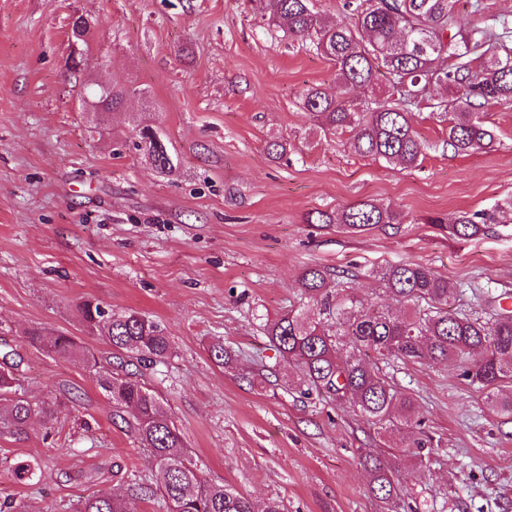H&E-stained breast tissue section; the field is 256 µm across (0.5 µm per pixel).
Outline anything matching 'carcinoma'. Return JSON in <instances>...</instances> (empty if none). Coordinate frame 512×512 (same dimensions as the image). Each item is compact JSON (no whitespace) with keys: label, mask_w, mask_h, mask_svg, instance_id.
Masks as SVG:
<instances>
[{"label":"carcinoma","mask_w":512,"mask_h":512,"mask_svg":"<svg viewBox=\"0 0 512 512\" xmlns=\"http://www.w3.org/2000/svg\"><path fill=\"white\" fill-rule=\"evenodd\" d=\"M257 2L268 26L287 30L329 60L337 82L369 88L377 74L386 75L392 100L374 101L364 111L327 88L303 91L306 111L320 129L332 134L350 130V148L362 156L404 168L417 166L424 143L409 108L420 105L447 125L448 147L467 154L494 140L479 113L512 104V28L505 22L498 33L484 27L456 28V0H351L347 22L315 11L312 0ZM432 79L450 95L434 98L428 90ZM135 148L162 174L178 164L166 140L150 126L141 130ZM505 212L512 214V198L490 211L462 212L447 224L439 217L428 223L446 226L451 237L470 239ZM315 222H336L361 233L399 224L401 218L367 200L334 217L319 212ZM378 277L386 292L409 305L407 315L398 317L364 303L346 288L347 273L334 275L311 266L298 280L302 306L266 324L269 346L297 368L305 392L350 404L377 431L397 436L395 449L420 451L433 447V438L417 429L412 395L398 390L382 365L391 360L419 365L458 360L461 376L483 391L492 412L512 418V394L501 393L504 384H512V311L496 307L488 291L486 317L458 309L455 303L466 289L419 264L389 265ZM82 313L86 327L100 331L119 353L150 364L173 354L165 328L145 315L114 313L91 301L83 303ZM27 343L62 359L86 357L75 339L46 327L30 329ZM209 352L219 366L233 362V351L220 340ZM93 367L115 416L131 413L135 435L154 459L152 481L134 484L133 493L157 500L165 512H284L277 497L257 510L234 488L208 481L153 390L123 370L105 371L96 363ZM38 416L47 419L51 412L19 392L13 371L0 370V434L21 436ZM362 464L372 474L375 497L394 509L401 507V482L375 449H365ZM76 512H127V507L119 495L94 496L80 501Z\"/></svg>","instance_id":"1"}]
</instances>
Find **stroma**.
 <instances>
[{"label": "stroma", "instance_id": "35a3bbf8", "mask_svg": "<svg viewBox=\"0 0 512 512\" xmlns=\"http://www.w3.org/2000/svg\"><path fill=\"white\" fill-rule=\"evenodd\" d=\"M78 14L92 30L75 68ZM456 22L512 25V0H458ZM100 84L134 93L97 121L80 94ZM311 86L355 104L388 92L381 76L369 93L338 84L326 58L268 28L249 0H0V368L16 363L27 397L54 410L21 438L0 436V501L72 512L154 470L133 430L113 423L90 366L25 339L45 326L112 360L106 338L84 326L80 306L92 300L166 329L171 358L133 372L204 476L254 504L382 512L360 463L377 448L408 512H512V420L490 411L455 363L388 368L434 438L418 458L392 450L348 405L304 395L263 330L296 303L297 279L314 265L350 272L355 294L398 314L373 273L402 262L495 289L512 310V221L466 240L432 223L512 197V104L485 109L495 141L466 155L446 146L428 108H413L423 160L390 167L355 154L350 132L314 125L302 101ZM147 124L177 157L173 173L134 149ZM276 140L287 144L280 158ZM361 200L401 223L352 233L308 221ZM216 339L236 351L234 369L210 358ZM23 460L38 463V483L15 479Z\"/></svg>", "mask_w": 512, "mask_h": 512}]
</instances>
